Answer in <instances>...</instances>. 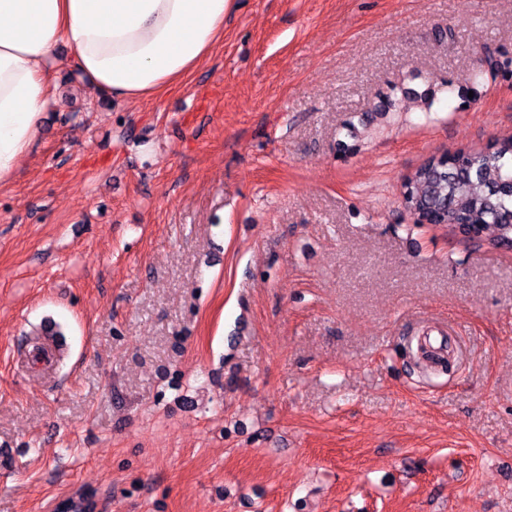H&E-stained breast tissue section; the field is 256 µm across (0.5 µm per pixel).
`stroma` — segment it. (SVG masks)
<instances>
[{
  "label": "stroma",
  "mask_w": 512,
  "mask_h": 512,
  "mask_svg": "<svg viewBox=\"0 0 512 512\" xmlns=\"http://www.w3.org/2000/svg\"><path fill=\"white\" fill-rule=\"evenodd\" d=\"M486 48L512 0H237L162 97L58 81L0 187V512H512V250L400 198L512 135Z\"/></svg>",
  "instance_id": "35a3bbf8"
}]
</instances>
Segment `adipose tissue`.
Returning a JSON list of instances; mask_svg holds the SVG:
<instances>
[{"instance_id":"1","label":"adipose tissue","mask_w":512,"mask_h":512,"mask_svg":"<svg viewBox=\"0 0 512 512\" xmlns=\"http://www.w3.org/2000/svg\"><path fill=\"white\" fill-rule=\"evenodd\" d=\"M235 0H0V186L38 143L58 50L78 80L114 101L179 85L224 37Z\"/></svg>"}]
</instances>
